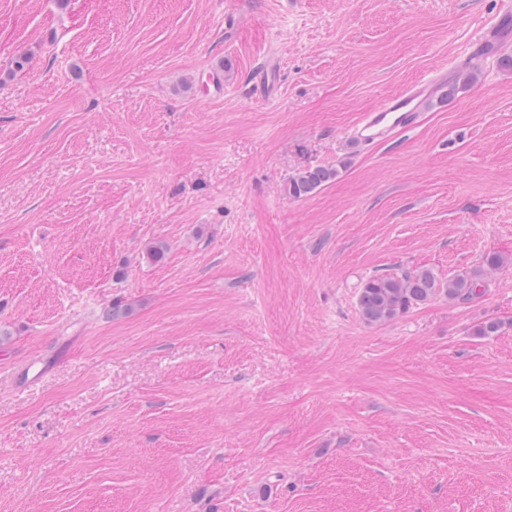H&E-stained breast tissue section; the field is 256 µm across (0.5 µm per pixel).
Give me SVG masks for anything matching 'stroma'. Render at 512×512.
I'll use <instances>...</instances> for the list:
<instances>
[{
    "label": "stroma",
    "mask_w": 512,
    "mask_h": 512,
    "mask_svg": "<svg viewBox=\"0 0 512 512\" xmlns=\"http://www.w3.org/2000/svg\"><path fill=\"white\" fill-rule=\"evenodd\" d=\"M499 6L0 0V512H512V72L348 138ZM337 173L333 165L308 168L288 182V192L297 198L309 196L335 180ZM477 276L459 274L443 281L429 269L374 275L363 284L358 309L368 323L382 324L443 296L466 301L476 294Z\"/></svg>",
    "instance_id": "obj_1"
}]
</instances>
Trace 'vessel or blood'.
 Instances as JSON below:
<instances>
[{"label":"vessel or blood","mask_w":512,"mask_h":512,"mask_svg":"<svg viewBox=\"0 0 512 512\" xmlns=\"http://www.w3.org/2000/svg\"><path fill=\"white\" fill-rule=\"evenodd\" d=\"M512 30V7H506L489 26H483L481 37L470 49V57L489 54L498 44L504 32ZM442 85L441 79L423 78L398 94L387 98L378 108L365 113L351 130V139L360 146L368 147L390 140L397 132L416 125L422 108L435 97Z\"/></svg>","instance_id":"b4317fda"}]
</instances>
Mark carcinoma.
Segmentation results:
<instances>
[{
	"mask_svg": "<svg viewBox=\"0 0 512 512\" xmlns=\"http://www.w3.org/2000/svg\"><path fill=\"white\" fill-rule=\"evenodd\" d=\"M335 166H316L288 182V193L306 197L335 180ZM478 282L469 274L444 281L429 269L374 275L363 284L358 296L362 318L372 324L386 323L410 309L443 296L450 301H466L476 294Z\"/></svg>",
	"mask_w": 512,
	"mask_h": 512,
	"instance_id": "1",
	"label": "carcinoma"
}]
</instances>
